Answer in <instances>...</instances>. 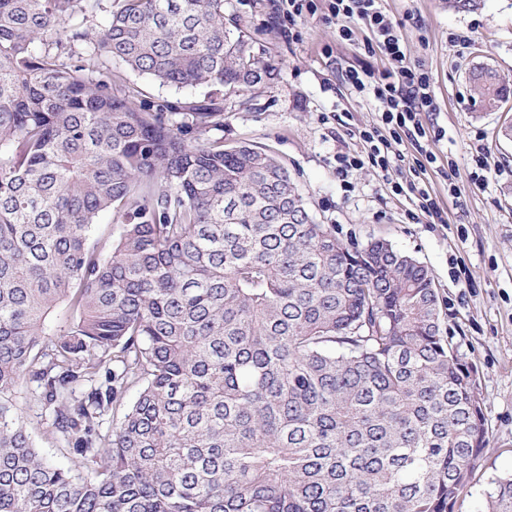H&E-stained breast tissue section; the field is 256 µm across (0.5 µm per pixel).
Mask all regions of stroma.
I'll return each instance as SVG.
<instances>
[{"label":"stroma","instance_id":"stroma-1","mask_svg":"<svg viewBox=\"0 0 512 512\" xmlns=\"http://www.w3.org/2000/svg\"><path fill=\"white\" fill-rule=\"evenodd\" d=\"M400 23L408 56L427 73L437 110L430 121L444 130L430 141L437 161L425 184L444 210V223H412L410 199L390 186L409 180L407 165L388 171L363 166L343 186L336 156L364 155L358 128L375 123L373 102L345 85L341 72L352 67L381 72L380 53L366 52L365 28L344 41L326 7L298 19L295 39L282 36L270 0H224L225 16L264 51L275 71L257 88L225 96L224 143L254 144L271 151L288 169L317 223L332 224L336 235L359 243L387 239L426 265L443 307V330L477 371L484 400L488 443L454 512H485V492L493 480L512 474V141L498 136L512 123V101L497 112L481 111L468 74L485 62L512 80V0H486L482 10L453 13L441 0H384ZM113 83L133 91L134 103L150 112L208 94L205 86H162L113 64ZM484 154L481 184H474L475 150ZM455 172L461 197L448 193ZM29 390L18 402L40 452L67 465L60 444Z\"/></svg>","mask_w":512,"mask_h":512}]
</instances>
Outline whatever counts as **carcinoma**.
<instances>
[{
    "label": "carcinoma",
    "mask_w": 512,
    "mask_h": 512,
    "mask_svg": "<svg viewBox=\"0 0 512 512\" xmlns=\"http://www.w3.org/2000/svg\"><path fill=\"white\" fill-rule=\"evenodd\" d=\"M114 59L271 75L224 0H0V512H453L488 427L429 269L316 223L275 156L224 147L219 98L136 108ZM29 384L73 465L35 448Z\"/></svg>",
    "instance_id": "cac0c4a2"
}]
</instances>
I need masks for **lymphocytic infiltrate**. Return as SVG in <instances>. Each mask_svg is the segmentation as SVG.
<instances>
[{
	"label": "lymphocytic infiltrate",
	"instance_id": "lymphocytic-infiltrate-1",
	"mask_svg": "<svg viewBox=\"0 0 512 512\" xmlns=\"http://www.w3.org/2000/svg\"><path fill=\"white\" fill-rule=\"evenodd\" d=\"M326 7L330 17L338 23L340 39L352 40L356 27L364 26L368 32V51L380 52L388 62L387 68L377 75L353 68L342 74L346 84L357 93L374 97L382 109L377 122L359 132L367 146L366 157L338 155L337 177L347 180L354 170L366 164L387 169L394 145L410 140L418 154L411 167L414 179L405 184L394 183L391 190L397 195L407 192L414 196V208L408 213L410 220H442V208L419 181L428 166L436 161L427 143L431 137L442 134L441 129L426 121L427 113L436 109L428 76L407 56L399 24L384 10L381 0H326Z\"/></svg>",
	"mask_w": 512,
	"mask_h": 512
}]
</instances>
